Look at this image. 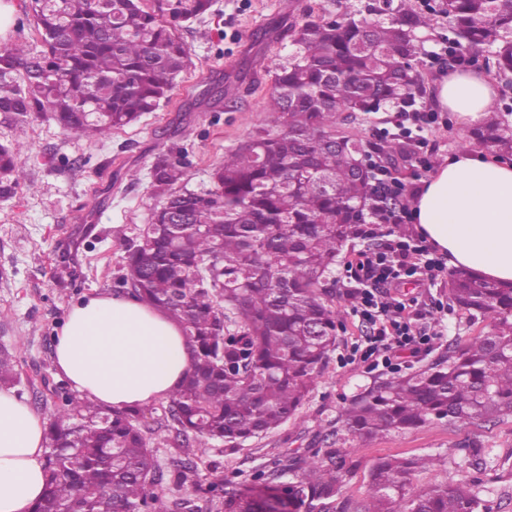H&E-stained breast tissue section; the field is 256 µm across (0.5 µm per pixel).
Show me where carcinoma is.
Masks as SVG:
<instances>
[{"mask_svg":"<svg viewBox=\"0 0 512 512\" xmlns=\"http://www.w3.org/2000/svg\"><path fill=\"white\" fill-rule=\"evenodd\" d=\"M212 0H31L42 49L0 46V114L22 120L50 114L67 134L94 138L155 111L191 63L180 31ZM444 42L453 62L493 49L499 74L512 73V0H441ZM431 19L407 0H369L341 18H306L288 30V59L272 70L260 128L224 154L209 186L187 187L182 163L160 155L152 189L160 205L126 249L128 294L179 322L193 356L159 422L172 448H235L296 415L336 343L330 285L343 248L361 235L375 206L371 174L354 169L372 149L393 171L409 160L397 137L375 143L343 136L339 114L407 112L423 92L418 30ZM476 143L512 154V127L497 116ZM21 142L0 144V193L25 177ZM452 302L493 330L448 349V362L373 382L340 412L354 438L512 416V286L464 271L450 279ZM18 379L0 352V385ZM136 409L114 410L61 393L46 426L45 493L30 512H168L153 491L164 481L151 430ZM436 459L381 458L370 472L368 502L355 512H478L466 481L416 487L411 474ZM220 462L209 494L224 492V512H331L343 460L326 448L295 482L224 491ZM174 481L201 485L189 461Z\"/></svg>","mask_w":512,"mask_h":512,"instance_id":"obj_1","label":"carcinoma"}]
</instances>
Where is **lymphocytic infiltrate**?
<instances>
[{
    "label": "lymphocytic infiltrate",
    "instance_id": "1",
    "mask_svg": "<svg viewBox=\"0 0 512 512\" xmlns=\"http://www.w3.org/2000/svg\"><path fill=\"white\" fill-rule=\"evenodd\" d=\"M444 263L423 238L398 236L385 239L377 250L360 253L346 266L344 279L352 287V312L374 327L373 337L352 345L351 360L396 370L400 357L417 356L432 345L433 334L412 320V299L393 293L386 297L380 289L385 286L393 290L406 280L434 275L442 271Z\"/></svg>",
    "mask_w": 512,
    "mask_h": 512
}]
</instances>
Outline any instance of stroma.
<instances>
[{
	"label": "stroma",
	"mask_w": 512,
	"mask_h": 512,
	"mask_svg": "<svg viewBox=\"0 0 512 512\" xmlns=\"http://www.w3.org/2000/svg\"><path fill=\"white\" fill-rule=\"evenodd\" d=\"M363 2L300 0L293 6L289 0H213L210 14L183 31L191 65L158 110L97 139L71 138L40 113L19 123H0V143L20 141L29 149L26 179L0 195V347L17 361L19 379L12 391L19 400L49 416L57 388L67 384L54 364L53 347L69 308L88 295L125 294V247L160 203L151 187L155 158L167 153L180 159L188 188L207 186L209 171L223 162L226 151L256 128L269 127V72L291 51L289 26L307 12L336 17ZM438 4L439 0H411L416 10L433 9L431 28L419 32L424 94L418 109L437 113L438 121L425 127V145L414 143L410 149L415 156L428 157L435 167L448 154L476 147L472 129L459 126L435 98L437 81L451 72L439 62L444 53L440 37L448 31V19L437 13ZM260 30L266 33L261 40L255 37ZM39 43L29 0H0V45ZM462 68L488 78L495 90L492 111L512 125V76L497 75L491 51H482ZM219 76L227 93L217 101L208 90ZM413 124L411 115L387 106L345 119L337 130L343 135L357 132L375 142ZM449 276L445 270L424 285L403 288L427 311L422 324L437 337L427 353L402 365V373L447 360L450 344L490 329L488 321L450 304ZM332 291L338 312L336 344L306 402L295 417L235 450H207L198 463L201 482L210 481L208 463L218 460L224 465L225 491L241 492L279 475L290 459L339 448L346 470L339 501L353 506L367 498L370 471L378 459L431 455L437 459L435 466L413 472L415 486L464 479L473 483L481 499L480 512H512V417L456 426L431 423L405 433L347 438L339 420L343 406L359 387L395 372L347 362L348 348L371 336L372 328L352 314L344 281H336ZM439 301L447 303V311H434ZM171 437V432L156 428L150 440L166 476L157 491L170 501L171 512H183L181 504L187 500L193 512H224L223 498L173 483L186 456L171 447ZM474 441L481 444V455H474Z\"/></svg>",
	"instance_id": "obj_1"
}]
</instances>
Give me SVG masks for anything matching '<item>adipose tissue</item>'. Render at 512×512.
<instances>
[{"instance_id":"1","label":"adipose tissue","mask_w":512,"mask_h":512,"mask_svg":"<svg viewBox=\"0 0 512 512\" xmlns=\"http://www.w3.org/2000/svg\"><path fill=\"white\" fill-rule=\"evenodd\" d=\"M494 90L479 72L443 77L437 101L460 125H479ZM419 232L449 268L512 284V161L449 155L415 195ZM191 362L181 325L132 297L93 295L71 306L55 364L75 390L119 410L171 394ZM44 418L0 390V512H29L45 489Z\"/></svg>"}]
</instances>
